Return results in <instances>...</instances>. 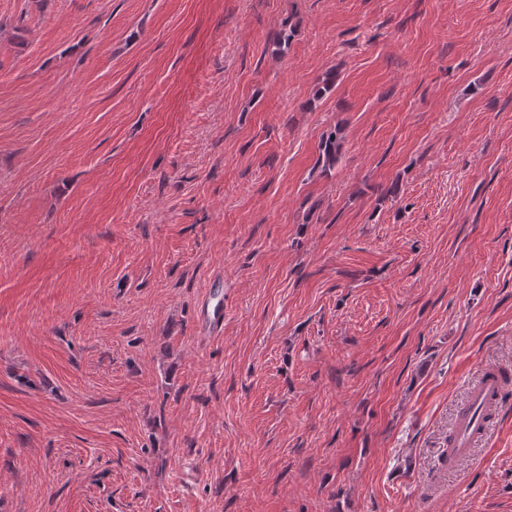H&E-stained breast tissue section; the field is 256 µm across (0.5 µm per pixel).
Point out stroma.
I'll list each match as a JSON object with an SVG mask.
<instances>
[{
  "label": "stroma",
  "mask_w": 512,
  "mask_h": 512,
  "mask_svg": "<svg viewBox=\"0 0 512 512\" xmlns=\"http://www.w3.org/2000/svg\"><path fill=\"white\" fill-rule=\"evenodd\" d=\"M487 364L512 0H0V512H512ZM342 155V140L336 135H330L322 141L319 147L318 163H322L324 169L334 167ZM200 343L220 336L224 330V282L220 279L210 281L197 306ZM499 366H487L458 410L448 441V466L467 460L489 434L497 410L504 405L506 382Z\"/></svg>",
  "instance_id": "stroma-1"
}]
</instances>
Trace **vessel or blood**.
<instances>
[{
  "instance_id": "obj_1",
  "label": "vessel or blood",
  "mask_w": 512,
  "mask_h": 512,
  "mask_svg": "<svg viewBox=\"0 0 512 512\" xmlns=\"http://www.w3.org/2000/svg\"><path fill=\"white\" fill-rule=\"evenodd\" d=\"M200 341L220 336L224 330V283L212 280L197 306ZM506 394L504 371L498 366L486 367L481 379L468 391L458 410L448 441V463L457 465L467 460L474 448L489 434L497 410Z\"/></svg>"
}]
</instances>
